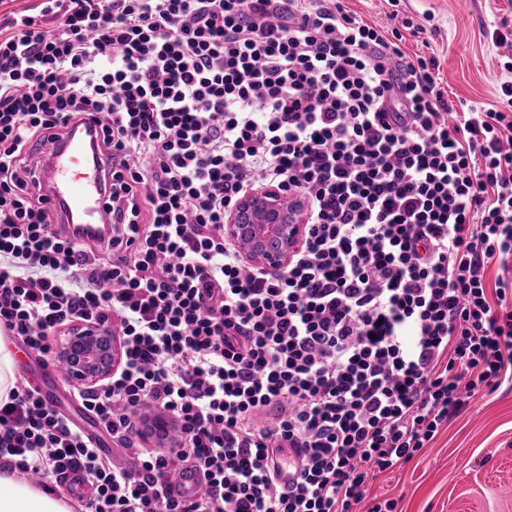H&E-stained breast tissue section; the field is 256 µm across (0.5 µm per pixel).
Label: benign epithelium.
<instances>
[{"instance_id": "1", "label": "benign epithelium", "mask_w": 512, "mask_h": 512, "mask_svg": "<svg viewBox=\"0 0 512 512\" xmlns=\"http://www.w3.org/2000/svg\"><path fill=\"white\" fill-rule=\"evenodd\" d=\"M300 210L298 197L273 188L250 191L227 214L224 236L241 248L248 262L279 272L301 242ZM62 349L77 374L92 382L109 377L121 358L118 337L97 328L70 337Z\"/></svg>"}]
</instances>
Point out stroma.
I'll return each mask as SVG.
<instances>
[{
  "label": "stroma",
  "mask_w": 512,
  "mask_h": 512,
  "mask_svg": "<svg viewBox=\"0 0 512 512\" xmlns=\"http://www.w3.org/2000/svg\"><path fill=\"white\" fill-rule=\"evenodd\" d=\"M369 22L390 11L432 28L426 39L407 38L405 51L435 56L454 99L496 104L512 80V0H343ZM505 44L494 42V35ZM367 498L398 499L400 512H512V379L480 395L468 411L407 465L369 483Z\"/></svg>",
  "instance_id": "obj_1"
}]
</instances>
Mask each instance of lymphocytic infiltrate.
Returning <instances> with one entry per match:
<instances>
[{
	"instance_id": "obj_1",
	"label": "lymphocytic infiltrate",
	"mask_w": 512,
	"mask_h": 512,
	"mask_svg": "<svg viewBox=\"0 0 512 512\" xmlns=\"http://www.w3.org/2000/svg\"><path fill=\"white\" fill-rule=\"evenodd\" d=\"M404 40L341 0H42L11 21L0 328L43 358L96 324L122 358L73 388L118 456L24 379L0 403L7 466L82 472L86 512H350L512 377V84L496 108L453 101ZM87 114L114 224L74 243L27 146ZM261 187L304 202L276 274L224 236ZM154 412L172 427L149 448ZM184 466L206 485L188 504L168 493Z\"/></svg>"
}]
</instances>
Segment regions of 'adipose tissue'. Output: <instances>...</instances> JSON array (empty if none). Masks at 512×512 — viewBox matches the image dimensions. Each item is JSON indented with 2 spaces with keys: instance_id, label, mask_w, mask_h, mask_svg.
Returning <instances> with one entry per match:
<instances>
[{
  "instance_id": "obj_1",
  "label": "adipose tissue",
  "mask_w": 512,
  "mask_h": 512,
  "mask_svg": "<svg viewBox=\"0 0 512 512\" xmlns=\"http://www.w3.org/2000/svg\"><path fill=\"white\" fill-rule=\"evenodd\" d=\"M0 512H72V507L55 487L33 485L18 472L0 467Z\"/></svg>"
}]
</instances>
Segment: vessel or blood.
Masks as SVG:
<instances>
[{
  "label": "vessel or blood",
  "instance_id": "vessel-or-blood-1",
  "mask_svg": "<svg viewBox=\"0 0 512 512\" xmlns=\"http://www.w3.org/2000/svg\"><path fill=\"white\" fill-rule=\"evenodd\" d=\"M95 126L86 123L65 138L34 141L31 149L43 162V191L56 207L58 222L69 236H109L112 210L109 180L103 164L96 161L93 144ZM204 482L194 469L179 473L172 491L175 496L197 498Z\"/></svg>",
  "mask_w": 512,
  "mask_h": 512
}]
</instances>
